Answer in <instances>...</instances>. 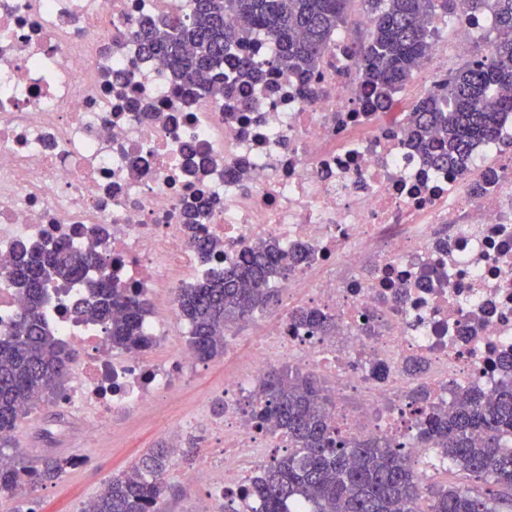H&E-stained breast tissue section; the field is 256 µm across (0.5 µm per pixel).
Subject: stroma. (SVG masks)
Instances as JSON below:
<instances>
[{
    "instance_id": "1",
    "label": "stroma",
    "mask_w": 512,
    "mask_h": 512,
    "mask_svg": "<svg viewBox=\"0 0 512 512\" xmlns=\"http://www.w3.org/2000/svg\"><path fill=\"white\" fill-rule=\"evenodd\" d=\"M223 383V358L199 363L197 370L184 381L178 401L164 406L163 411L176 420L202 409L211 403ZM61 406L60 400L50 399L29 410L10 443L0 451L25 465L37 467L50 448L55 456L81 459L82 467L68 470L60 480L25 490L12 500H0V512H82L112 476L128 470L150 449L167 443L165 432L132 410L123 414L122 430L105 429L92 438L82 422L69 439L59 441L45 433L44 425L58 415ZM219 445L218 437L204 434L183 441V448L192 449L193 459L188 462L180 456L172 457L167 481L173 491L163 504L164 512H203L208 503L207 488L196 481L195 475Z\"/></svg>"
}]
</instances>
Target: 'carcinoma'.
Instances as JSON below:
<instances>
[{"label": "carcinoma", "instance_id": "1", "mask_svg": "<svg viewBox=\"0 0 512 512\" xmlns=\"http://www.w3.org/2000/svg\"><path fill=\"white\" fill-rule=\"evenodd\" d=\"M152 20L138 33L144 52L163 59L174 80L188 91L222 93L263 75V64L250 52L253 34H267L275 45L266 65L280 69L308 88L334 35L350 23L354 0H189ZM370 31L355 47L353 65L361 86L378 106L410 83L428 59L432 20L469 11L484 0H360ZM495 35L488 54L448 72L437 88L414 102L405 114L413 145L434 166L465 170L474 148L498 135L512 115V0H490ZM236 16L244 25L225 23ZM307 259L299 250L286 259L276 242L246 249L224 272L178 294L180 315L191 325L190 348L200 361L224 355L229 324L266 307L275 296L267 288L273 276L286 277ZM106 269L95 247L75 250L64 242L49 249L21 247L12 282L26 306L14 327L0 334V446L6 445L25 411L62 390L74 350L43 320L48 283L78 280L87 268ZM91 300L85 319L100 323L115 350L144 352L153 347L141 321L147 306L141 295L101 275L87 282ZM293 319L324 332L329 315L300 309ZM417 445L437 452L456 468L492 480L494 488L474 491L456 486L427 488L425 512H499L512 504V378L491 393L477 388L460 392L446 410H436L427 390L413 391ZM335 394L320 378L280 369L259 384L251 420L275 423L288 438V452L273 459L261 477L243 489L260 499L262 512H291L302 503L308 512H413L422 498L414 465L401 449L381 440L343 437L333 423ZM170 452L154 448L134 466V473L112 477L84 512H161L170 489ZM71 459L47 456L39 469L12 462L0 466V497L37 483L61 479Z\"/></svg>", "mask_w": 512, "mask_h": 512}]
</instances>
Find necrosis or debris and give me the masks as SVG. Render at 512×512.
<instances>
[{"instance_id": "necrosis-or-debris-1", "label": "necrosis or debris", "mask_w": 512, "mask_h": 512, "mask_svg": "<svg viewBox=\"0 0 512 512\" xmlns=\"http://www.w3.org/2000/svg\"><path fill=\"white\" fill-rule=\"evenodd\" d=\"M174 6L0 0V331L22 312L9 278L21 242L83 249L97 236L112 280L149 301L143 329L165 355L112 351L103 327L74 313L83 284L52 285L43 315L84 352L63 403L102 429L128 410L151 417L195 363L168 331L179 291L244 248L303 246L309 260L285 279L282 310L224 371L223 413L187 416L168 434L220 435L197 480L211 504L260 512L240 490L288 442L249 410L262 377L294 363L330 383L345 436L420 458L413 389L437 405L464 387L488 393L512 358V117L467 174L431 167L360 89L344 32L310 89L273 70L233 100L188 101L135 38ZM492 24L482 8L455 19L453 40L433 44L424 91ZM202 200L213 204L203 231L220 245L207 262L186 218ZM298 308L326 312L330 329L295 325Z\"/></svg>"}]
</instances>
